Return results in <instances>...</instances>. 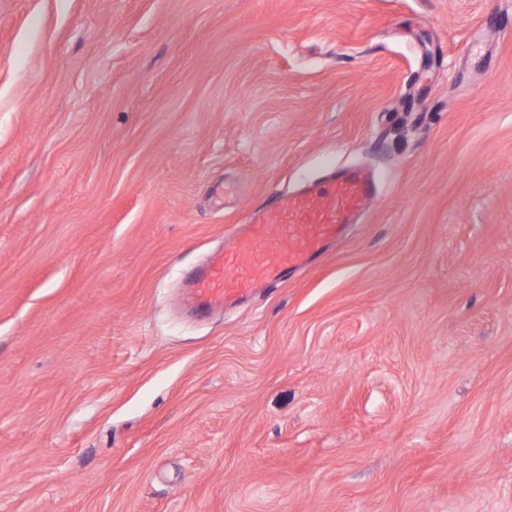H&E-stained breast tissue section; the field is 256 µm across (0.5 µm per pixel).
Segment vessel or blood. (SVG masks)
Returning a JSON list of instances; mask_svg holds the SVG:
<instances>
[{"label": "vessel or blood", "mask_w": 512, "mask_h": 512, "mask_svg": "<svg viewBox=\"0 0 512 512\" xmlns=\"http://www.w3.org/2000/svg\"><path fill=\"white\" fill-rule=\"evenodd\" d=\"M374 174L344 170L297 193H277L234 229L193 278L187 301L203 311L240 302L316 264L370 205Z\"/></svg>", "instance_id": "vessel-or-blood-1"}]
</instances>
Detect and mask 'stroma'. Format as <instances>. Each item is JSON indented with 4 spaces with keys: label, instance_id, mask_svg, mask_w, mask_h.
I'll list each match as a JSON object with an SVG mask.
<instances>
[{
    "label": "stroma",
    "instance_id": "stroma-1",
    "mask_svg": "<svg viewBox=\"0 0 512 512\" xmlns=\"http://www.w3.org/2000/svg\"><path fill=\"white\" fill-rule=\"evenodd\" d=\"M356 166L322 262L187 312ZM0 512H512V0H0ZM371 170H344L297 193H277L235 228L193 278L187 301L203 311L232 306L316 264L372 202Z\"/></svg>",
    "mask_w": 512,
    "mask_h": 512
}]
</instances>
